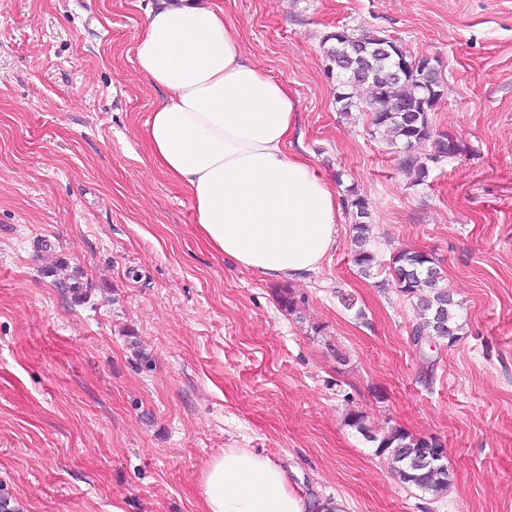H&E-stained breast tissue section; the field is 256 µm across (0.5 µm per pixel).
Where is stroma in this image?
I'll return each instance as SVG.
<instances>
[{"label": "stroma", "mask_w": 512, "mask_h": 512, "mask_svg": "<svg viewBox=\"0 0 512 512\" xmlns=\"http://www.w3.org/2000/svg\"><path fill=\"white\" fill-rule=\"evenodd\" d=\"M218 3L296 95L292 150L338 200H368L373 274L345 212L304 280L209 246L144 134L162 96L135 59L152 0H0V494L13 512H199L206 464L248 448L344 512H512V0ZM337 28L437 57L432 122L465 154L417 184L367 113L338 112ZM400 249L432 254L459 303L431 370L412 301L384 282ZM354 412L438 439L447 493L400 483Z\"/></svg>", "instance_id": "35a3bbf8"}]
</instances>
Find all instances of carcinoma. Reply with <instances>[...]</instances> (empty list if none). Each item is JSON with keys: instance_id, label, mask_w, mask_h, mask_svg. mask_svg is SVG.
<instances>
[{"instance_id": "carcinoma-1", "label": "carcinoma", "mask_w": 512, "mask_h": 512, "mask_svg": "<svg viewBox=\"0 0 512 512\" xmlns=\"http://www.w3.org/2000/svg\"><path fill=\"white\" fill-rule=\"evenodd\" d=\"M381 40L378 35L345 29L323 37L327 70L336 72L338 78L336 103L346 115L366 108L374 132L399 153L402 171L422 182L433 165L462 155L465 145L435 131L432 125L430 114L442 96V87H429L418 68L402 66L377 50ZM346 207L352 216V260L367 275L375 263L367 224L369 203L349 188ZM389 275L400 293L415 300L421 316L412 328L413 340L437 339L453 344L462 324L453 294L439 286L440 271L433 257L423 251L399 250L393 255ZM370 441L377 443L376 453L388 458L401 483L436 497L448 491L450 473L441 465L424 462L425 438L391 427L370 436Z\"/></svg>"}]
</instances>
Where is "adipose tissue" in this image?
Returning <instances> with one entry per match:
<instances>
[{"label": "adipose tissue", "instance_id": "1", "mask_svg": "<svg viewBox=\"0 0 512 512\" xmlns=\"http://www.w3.org/2000/svg\"><path fill=\"white\" fill-rule=\"evenodd\" d=\"M135 57L165 93L144 125L153 162L191 196L210 246L273 279L317 272L336 244V196L290 149L297 98L246 58L223 8L158 0ZM200 496L201 512H343L340 500L312 501L283 464L247 448L207 464Z\"/></svg>", "mask_w": 512, "mask_h": 512}]
</instances>
